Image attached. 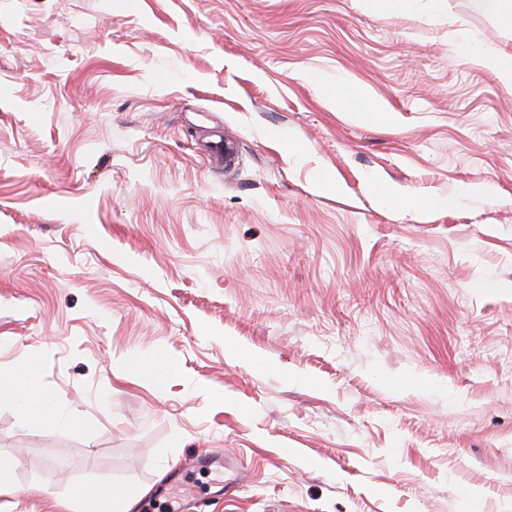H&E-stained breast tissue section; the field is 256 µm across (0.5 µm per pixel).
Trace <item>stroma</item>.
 Wrapping results in <instances>:
<instances>
[{"mask_svg": "<svg viewBox=\"0 0 512 512\" xmlns=\"http://www.w3.org/2000/svg\"><path fill=\"white\" fill-rule=\"evenodd\" d=\"M461 43L512 63L474 0H0V512L202 452L251 480L206 512H512V88ZM342 80L336 77V98H331L333 105L342 112H351L358 117H365L368 113H383L381 104L369 99L365 92L356 90L353 97H344L343 93L337 90Z\"/></svg>", "mask_w": 512, "mask_h": 512, "instance_id": "stroma-1", "label": "stroma"}]
</instances>
